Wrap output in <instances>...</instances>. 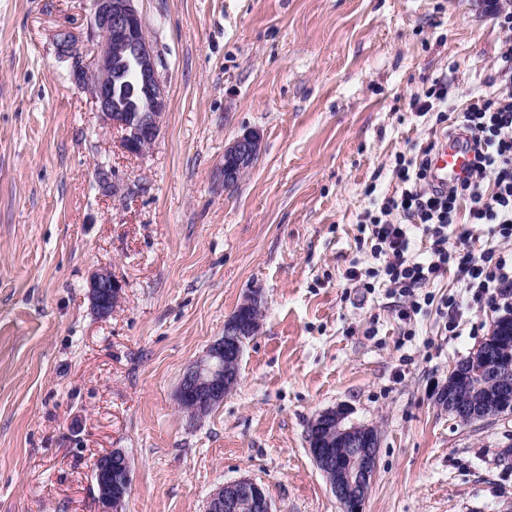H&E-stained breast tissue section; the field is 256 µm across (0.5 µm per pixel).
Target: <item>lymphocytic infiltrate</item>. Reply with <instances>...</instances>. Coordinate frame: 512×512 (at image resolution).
Returning <instances> with one entry per match:
<instances>
[{"label": "lymphocytic infiltrate", "mask_w": 512, "mask_h": 512, "mask_svg": "<svg viewBox=\"0 0 512 512\" xmlns=\"http://www.w3.org/2000/svg\"><path fill=\"white\" fill-rule=\"evenodd\" d=\"M457 138L473 155L465 177L435 183L431 144L398 156L393 172L400 192L384 196L363 224L373 257L382 263L391 288L406 300L402 317L407 321L432 303L425 287L452 268L473 301L512 297V252L489 247L475 255L448 244L463 202L472 223L494 225L503 240L512 241V84L471 104L461 116ZM417 230L432 240L427 253L412 249Z\"/></svg>", "instance_id": "lymphocytic-infiltrate-1"}]
</instances>
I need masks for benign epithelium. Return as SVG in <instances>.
<instances>
[{
  "instance_id": "1",
  "label": "benign epithelium",
  "mask_w": 512,
  "mask_h": 512,
  "mask_svg": "<svg viewBox=\"0 0 512 512\" xmlns=\"http://www.w3.org/2000/svg\"><path fill=\"white\" fill-rule=\"evenodd\" d=\"M94 67L88 73L75 71L76 79L91 92L104 121L121 132V146L131 155H142L155 142L166 110V91L158 72V58L145 32L136 0H90ZM132 61V78L149 101L146 112H126L112 97V67ZM261 137L249 131L224 149V189L237 184L260 152ZM122 284L106 268L94 271L89 297L95 313L109 318L118 305ZM262 303L259 293L248 294L224 322V335L210 344L205 354L188 366L180 379L176 397L192 416L202 418L224 401L238 383V365L246 340L260 327ZM512 333L494 326L480 357L457 362L448 373V388L440 401L457 419L480 421L496 416L484 400L471 404L453 401L457 384L469 382L474 393L484 388L474 381L489 375L497 384V400L512 399V358L507 341ZM307 439L317 468L325 476L341 512H362V506L377 469L379 435L375 427L350 419V410L338 406L317 414L309 423ZM93 469L102 479L98 485L99 512H120L128 494L130 463L125 452L114 448L96 457ZM208 512H271L261 485L250 478L228 482L214 490Z\"/></svg>"
}]
</instances>
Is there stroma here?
Returning <instances> with one entry per match:
<instances>
[{"label": "stroma", "mask_w": 512, "mask_h": 512, "mask_svg": "<svg viewBox=\"0 0 512 512\" xmlns=\"http://www.w3.org/2000/svg\"><path fill=\"white\" fill-rule=\"evenodd\" d=\"M499 6L138 0L167 108L134 156L58 53L69 32L90 63V0H0V512H98L92 464L114 448L122 512H207L242 477L272 512H340L306 442L340 405L379 433L362 512H512V415L465 424L438 403L498 310L469 302L449 335L436 303L462 296L452 271L401 320L358 226L399 190L396 155L445 137L414 97L436 79L459 111L497 93ZM249 131L260 153L225 190L224 149ZM103 267L123 285L106 319L88 294ZM255 290L238 384L191 419L180 378Z\"/></svg>", "instance_id": "obj_1"}]
</instances>
